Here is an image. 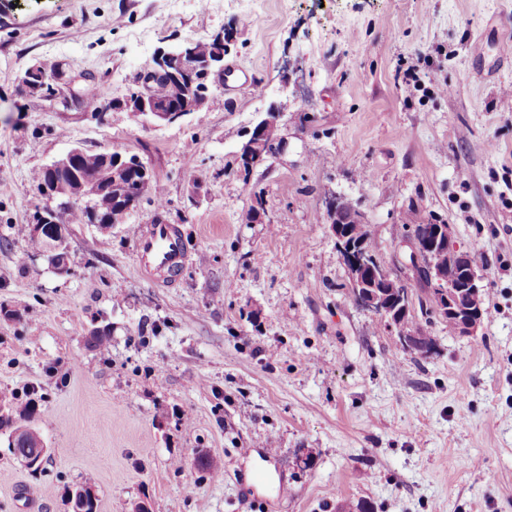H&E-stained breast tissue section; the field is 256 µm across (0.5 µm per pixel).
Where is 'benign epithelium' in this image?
Segmentation results:
<instances>
[{"instance_id": "obj_1", "label": "benign epithelium", "mask_w": 512, "mask_h": 512, "mask_svg": "<svg viewBox=\"0 0 512 512\" xmlns=\"http://www.w3.org/2000/svg\"><path fill=\"white\" fill-rule=\"evenodd\" d=\"M213 40L212 56L206 60L199 56L196 44L191 41L159 50L152 67L138 75V89L131 93L123 107L136 118L173 124L210 104L209 95L196 89V84L203 76L224 72V33H218ZM42 72L43 68L39 65L29 67L20 78L21 92L54 95V83L63 79L64 71L56 69L51 86L44 83ZM166 73L171 75L179 91L171 99L159 100L154 97L151 84L155 77ZM276 129L273 113L254 127L250 134L248 166H254L272 151ZM79 153L80 149L74 147L45 165L49 179L39 188L44 204L36 207L32 213L31 234L38 236L46 231L57 237H65V211L74 202L87 207L91 223L108 227L123 223L139 205L137 189L129 187L123 196L114 198L110 191L99 188L94 180L86 181L80 193H70L58 175L77 164ZM104 155L117 166L135 169L141 175L136 180L137 184L151 179L148 166L138 156L117 151H106ZM345 205L346 200L341 197L329 200L327 216L349 279L358 286L357 299L381 317L385 328L398 336L402 346L414 349L418 334L404 323L411 306L408 289L391 275L373 251L368 238L358 239L347 231L345 225L364 224L366 220L360 210L352 215L346 214ZM450 236L449 225L434 224L429 236L422 238L414 234L403 245L410 250V268H415L420 262L428 267L431 282L440 299L438 313L448 318V329L460 336H471L483 324L481 310L473 305L474 299L482 293L483 286L480 276L468 267L467 253L450 248Z\"/></svg>"}]
</instances>
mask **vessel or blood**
<instances>
[{
	"mask_svg": "<svg viewBox=\"0 0 512 512\" xmlns=\"http://www.w3.org/2000/svg\"><path fill=\"white\" fill-rule=\"evenodd\" d=\"M135 253L141 266L151 272L174 277L186 262L187 254L178 226L157 222L138 225Z\"/></svg>",
	"mask_w": 512,
	"mask_h": 512,
	"instance_id": "vessel-or-blood-1",
	"label": "vessel or blood"
}]
</instances>
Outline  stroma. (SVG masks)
Listing matches in <instances>:
<instances>
[{
	"label": "stroma",
	"mask_w": 512,
	"mask_h": 512,
	"mask_svg": "<svg viewBox=\"0 0 512 512\" xmlns=\"http://www.w3.org/2000/svg\"><path fill=\"white\" fill-rule=\"evenodd\" d=\"M512 0H0V397L35 393L48 448L23 467L0 429V512H512ZM224 34L222 106L146 124L111 100L159 49ZM64 65L55 97L22 94ZM276 112L274 150L238 157ZM81 147L135 154L151 188L110 230L68 227L70 275L28 248L35 170ZM263 223L244 224L253 193ZM341 196L437 346L404 349L349 283L327 221ZM482 251L471 336L420 307L410 211ZM178 225L170 286L133 235ZM109 327L108 349L87 345ZM221 476L199 471V453ZM308 466H300V459ZM42 72L45 78L49 79L52 77L54 70L47 71L44 69L43 71V68L39 65L29 67L20 78L21 92L29 95L53 96L55 94L54 84L63 79L64 71L59 68L56 69L49 89L48 85L43 81Z\"/></svg>",
	"instance_id": "stroma-1"
}]
</instances>
